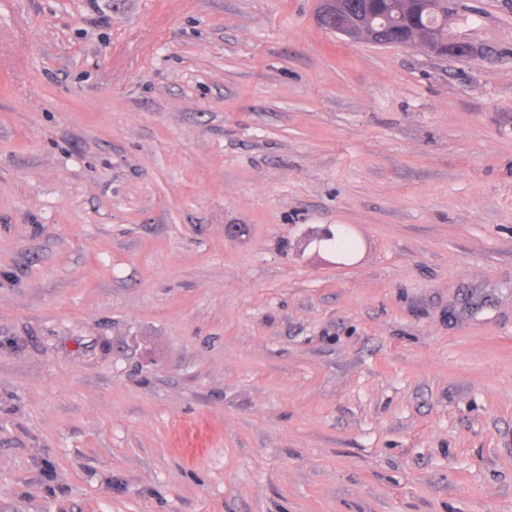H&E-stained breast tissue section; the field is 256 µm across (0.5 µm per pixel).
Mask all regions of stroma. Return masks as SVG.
<instances>
[{"label":"stroma","mask_w":512,"mask_h":512,"mask_svg":"<svg viewBox=\"0 0 512 512\" xmlns=\"http://www.w3.org/2000/svg\"><path fill=\"white\" fill-rule=\"evenodd\" d=\"M317 8L0 0V512H512V0ZM408 0H389L386 2L384 10L379 13L380 17L363 20L367 23L369 30L374 32V41H369L377 45H389L395 37L396 27L403 24L406 16V3ZM421 13L420 27L414 36L426 38L431 35L435 40L448 41V16L456 15L458 3L456 0H425Z\"/></svg>","instance_id":"1"}]
</instances>
